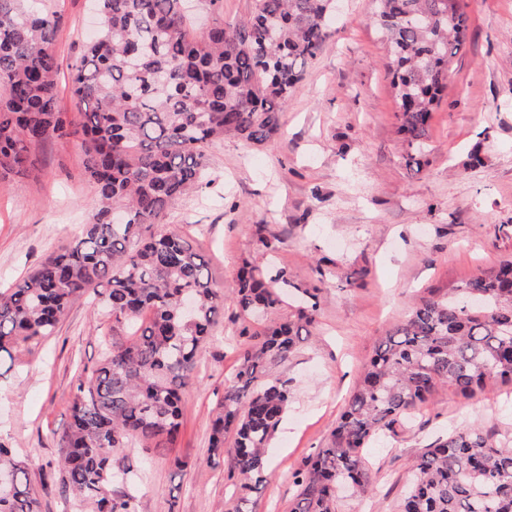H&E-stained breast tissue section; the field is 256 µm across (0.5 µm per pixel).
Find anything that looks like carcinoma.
Wrapping results in <instances>:
<instances>
[{
    "label": "carcinoma",
    "instance_id": "obj_1",
    "mask_svg": "<svg viewBox=\"0 0 512 512\" xmlns=\"http://www.w3.org/2000/svg\"><path fill=\"white\" fill-rule=\"evenodd\" d=\"M100 28L68 65L73 116L57 108L60 16L43 0H0V178L35 165L33 150L77 137L98 208L77 239L22 281L0 291V367L51 336L72 301L88 292L130 339L104 342L100 362L76 385L61 434L59 480L78 512H136L116 491L137 474L112 465L139 443L174 448L181 394L196 356L224 315L208 262L177 229L152 226L203 186L206 149L227 136L264 145L281 134V114L308 63L328 45L335 0H254L248 18L224 26V0H199L210 14L194 33L188 0H96ZM385 36L399 132L422 143L463 48L462 0H373ZM286 272L267 276L244 262L233 288L244 321L282 302ZM250 337L212 422L210 451L234 454L230 477L247 512L293 394L267 375L293 352L312 309ZM512 382V260L464 282L454 296L423 301L380 340L360 384L320 448L293 475L290 512H336L343 488L373 491L362 450L393 430L440 385L468 397ZM12 487L0 512H41L36 477L0 443V473ZM399 512H512V446L474 427L454 429L416 458Z\"/></svg>",
    "mask_w": 512,
    "mask_h": 512
}]
</instances>
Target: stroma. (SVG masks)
<instances>
[{"label":"stroma","instance_id":"stroma-1","mask_svg":"<svg viewBox=\"0 0 512 512\" xmlns=\"http://www.w3.org/2000/svg\"><path fill=\"white\" fill-rule=\"evenodd\" d=\"M61 23L60 64L80 56L93 32L90 0H45ZM468 39L407 167L371 0H340L334 35L307 67L281 116L282 135L262 146L227 138L209 146L210 186L180 200L163 228L179 229L209 261L211 285L227 292L244 261L285 269L291 288L314 295L307 336L271 376L294 399L268 450L252 512H290L293 475L331 431L380 338L423 299L443 297L476 273L512 258V0H463ZM36 169L0 182V289L14 286L81 232L97 207L72 138L35 149ZM277 237L267 253L263 239ZM112 325L88 296L76 298L54 335L31 345L0 374V442L41 477L42 512H68L56 466L58 436L78 380L99 360ZM232 300L198 353L196 381L182 394L174 452L126 449L120 465L140 469L137 512H233L239 490L230 455H209L217 400L247 343ZM512 441V385L471 398L436 389L412 421L372 440L363 454L372 496L342 494L336 512H397L423 448L456 427ZM188 462L171 468L169 455Z\"/></svg>","mask_w":512,"mask_h":512}]
</instances>
